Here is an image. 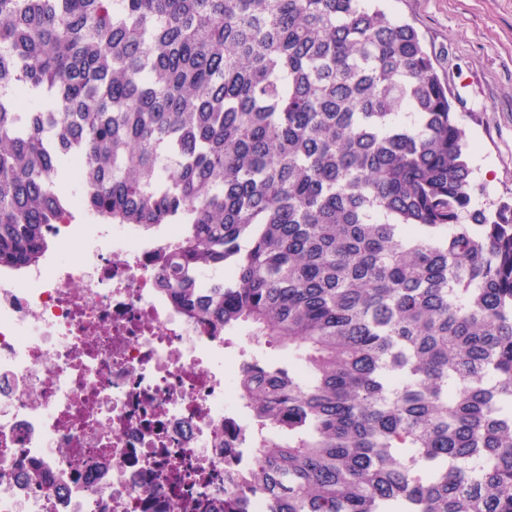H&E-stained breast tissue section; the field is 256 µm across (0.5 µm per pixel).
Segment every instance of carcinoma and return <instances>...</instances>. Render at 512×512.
I'll return each mask as SVG.
<instances>
[{"label":"carcinoma","mask_w":512,"mask_h":512,"mask_svg":"<svg viewBox=\"0 0 512 512\" xmlns=\"http://www.w3.org/2000/svg\"><path fill=\"white\" fill-rule=\"evenodd\" d=\"M467 149L382 0H0V269L77 196L182 225L164 290L252 339L237 512H512V200Z\"/></svg>","instance_id":"cac0c4a2"}]
</instances>
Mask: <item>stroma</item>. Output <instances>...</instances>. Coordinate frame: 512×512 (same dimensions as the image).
<instances>
[{
	"label": "stroma",
	"instance_id": "obj_1",
	"mask_svg": "<svg viewBox=\"0 0 512 512\" xmlns=\"http://www.w3.org/2000/svg\"><path fill=\"white\" fill-rule=\"evenodd\" d=\"M421 35L457 111L485 197L512 195V0H388Z\"/></svg>",
	"mask_w": 512,
	"mask_h": 512
}]
</instances>
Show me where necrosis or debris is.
Here are the masks:
<instances>
[{
  "label": "necrosis or debris",
  "instance_id": "necrosis-or-debris-1",
  "mask_svg": "<svg viewBox=\"0 0 512 512\" xmlns=\"http://www.w3.org/2000/svg\"><path fill=\"white\" fill-rule=\"evenodd\" d=\"M181 236L69 216L0 272V512H224L244 398L155 277Z\"/></svg>",
  "mask_w": 512,
  "mask_h": 512
}]
</instances>
